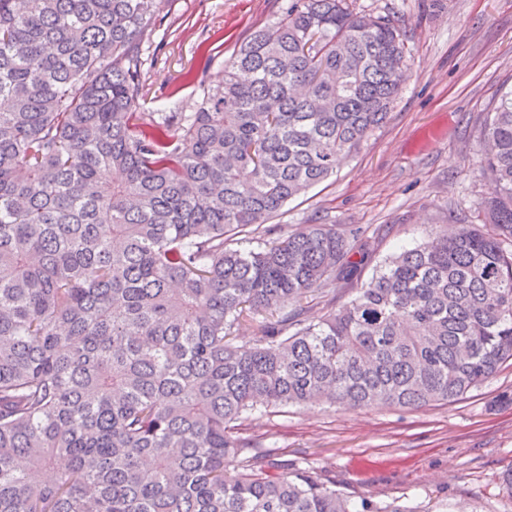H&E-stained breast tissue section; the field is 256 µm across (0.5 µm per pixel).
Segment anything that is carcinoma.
<instances>
[{
	"instance_id": "obj_1",
	"label": "carcinoma",
	"mask_w": 512,
	"mask_h": 512,
	"mask_svg": "<svg viewBox=\"0 0 512 512\" xmlns=\"http://www.w3.org/2000/svg\"><path fill=\"white\" fill-rule=\"evenodd\" d=\"M166 2L0 0V512H417L354 503L236 422L446 402L512 361V91L481 130L489 230L384 259L311 322L308 294L361 277L359 232L226 242L270 234L385 122L405 35L290 0L196 111L134 123Z\"/></svg>"
}]
</instances>
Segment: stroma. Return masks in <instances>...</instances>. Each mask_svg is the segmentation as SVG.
I'll use <instances>...</instances> for the list:
<instances>
[{
	"label": "stroma",
	"mask_w": 512,
	"mask_h": 512,
	"mask_svg": "<svg viewBox=\"0 0 512 512\" xmlns=\"http://www.w3.org/2000/svg\"><path fill=\"white\" fill-rule=\"evenodd\" d=\"M284 0H169L143 44L144 112L195 111L197 78L218 83L243 37L275 22ZM404 31L408 80L384 125L334 175L275 217L278 236L333 224L374 238L376 260L474 224L488 192L481 129L512 89V0H356ZM290 460L352 501L397 499L421 512H512V366L463 397L418 409L286 406L249 414Z\"/></svg>",
	"instance_id": "35a3bbf8"
}]
</instances>
